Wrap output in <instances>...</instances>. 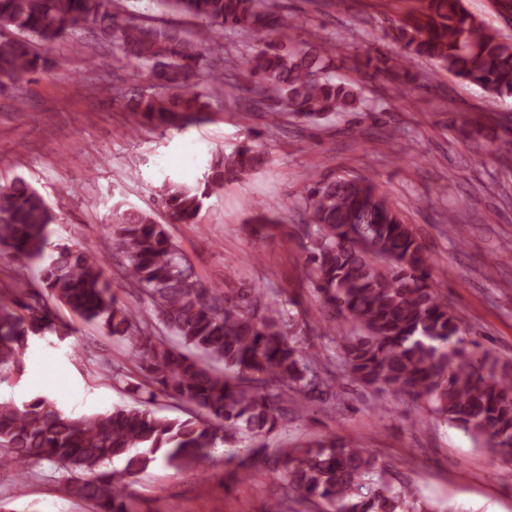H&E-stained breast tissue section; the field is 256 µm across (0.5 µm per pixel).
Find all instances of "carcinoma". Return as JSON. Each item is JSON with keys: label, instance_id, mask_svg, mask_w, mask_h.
<instances>
[{"label": "carcinoma", "instance_id": "cac0c4a2", "mask_svg": "<svg viewBox=\"0 0 512 512\" xmlns=\"http://www.w3.org/2000/svg\"><path fill=\"white\" fill-rule=\"evenodd\" d=\"M161 13L199 20L193 36L172 22L143 23L122 0H0V87L48 63L45 52L86 26L99 27L120 58L134 63L167 92H142L127 104L134 126L184 129L207 120L208 95L191 80L203 74L213 87L240 92L245 112L261 111L269 124L284 118L317 123L342 112L376 115L357 82L330 70L334 46L271 0H153ZM226 32L255 38L236 64L221 57ZM402 50L398 69L423 60L435 70L475 85L491 97H512V38L487 27L463 0H413L392 27ZM249 145L213 157L194 186L169 178L157 190L170 218L194 224L204 201L229 181L257 172ZM307 264L323 294L325 330L349 326L339 358L363 387L428 403L445 422L484 447L512 459V368L497 370L481 343L466 346V330L448 296L431 281L430 257L373 180L350 173L307 175L301 197ZM250 222H274L272 206L250 204ZM55 215L39 192L17 177L0 187V247L38 287L0 294V384L21 378L28 350L50 332L51 299L79 319L128 342L139 355L149 397L136 406L73 415L37 396L0 399V469L24 486L33 460L65 469L67 491L95 512H128L126 479L157 465L175 471L206 469L220 445L267 437L295 409L338 398L331 372L307 351L281 301L256 284H204L151 212L125 201L112 206L116 250L141 287L152 317L122 302L100 260L80 246L47 253ZM189 407L185 419L150 408L157 395ZM259 448L227 463L247 471ZM289 491L322 512H433L370 449L334 441L277 448ZM119 470H105L108 463Z\"/></svg>", "mask_w": 512, "mask_h": 512}]
</instances>
